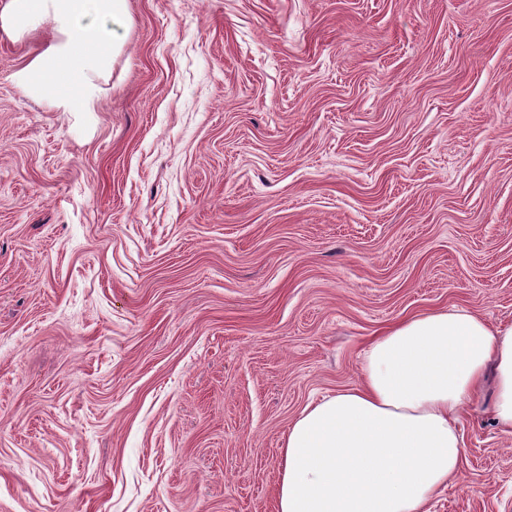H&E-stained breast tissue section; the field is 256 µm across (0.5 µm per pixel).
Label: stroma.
Wrapping results in <instances>:
<instances>
[{"label": "stroma", "mask_w": 512, "mask_h": 512, "mask_svg": "<svg viewBox=\"0 0 512 512\" xmlns=\"http://www.w3.org/2000/svg\"><path fill=\"white\" fill-rule=\"evenodd\" d=\"M91 112L0 30V512H275L369 342L512 323V0H127ZM461 412L429 512H512Z\"/></svg>", "instance_id": "obj_1"}]
</instances>
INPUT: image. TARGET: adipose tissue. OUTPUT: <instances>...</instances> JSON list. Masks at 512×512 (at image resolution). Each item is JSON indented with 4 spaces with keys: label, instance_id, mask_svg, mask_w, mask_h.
<instances>
[{
    "label": "adipose tissue",
    "instance_id": "1",
    "mask_svg": "<svg viewBox=\"0 0 512 512\" xmlns=\"http://www.w3.org/2000/svg\"><path fill=\"white\" fill-rule=\"evenodd\" d=\"M127 0H6L0 24L52 39L19 71L62 112H91ZM493 373L492 415L512 436V324L459 309L408 318L367 347L358 385L307 404L284 440L276 512H427L457 479L458 413Z\"/></svg>",
    "mask_w": 512,
    "mask_h": 512
}]
</instances>
